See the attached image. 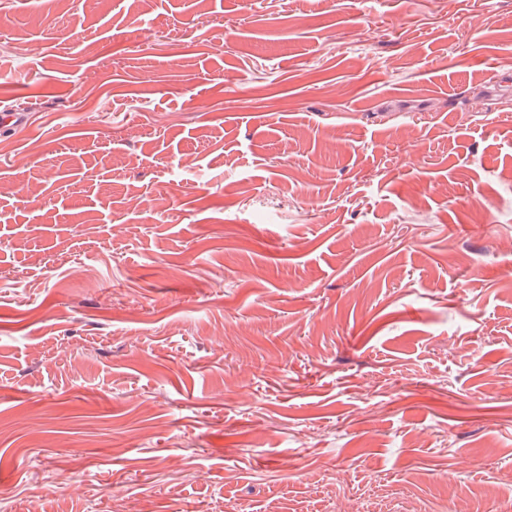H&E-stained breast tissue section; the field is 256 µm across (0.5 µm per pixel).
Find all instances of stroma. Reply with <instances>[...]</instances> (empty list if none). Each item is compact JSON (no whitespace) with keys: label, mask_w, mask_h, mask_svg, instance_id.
<instances>
[{"label":"stroma","mask_w":512,"mask_h":512,"mask_svg":"<svg viewBox=\"0 0 512 512\" xmlns=\"http://www.w3.org/2000/svg\"><path fill=\"white\" fill-rule=\"evenodd\" d=\"M21 111L0 512H512V0H5Z\"/></svg>","instance_id":"stroma-1"}]
</instances>
